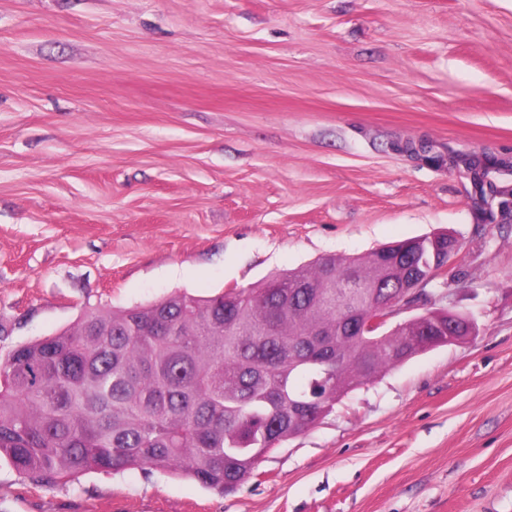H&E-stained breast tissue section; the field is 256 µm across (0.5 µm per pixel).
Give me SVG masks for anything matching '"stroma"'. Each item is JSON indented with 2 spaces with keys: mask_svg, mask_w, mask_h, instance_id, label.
Instances as JSON below:
<instances>
[{
  "mask_svg": "<svg viewBox=\"0 0 512 512\" xmlns=\"http://www.w3.org/2000/svg\"><path fill=\"white\" fill-rule=\"evenodd\" d=\"M432 142L440 161L397 151ZM512 0H0V360L84 313L206 297L439 232L479 333L348 393L218 494L129 469L0 512H512ZM456 155L457 158L467 166V168L474 171L475 177L478 181V184L480 185L479 189L482 195L485 194L483 188L484 178L489 175L490 167L504 166L509 167L511 170L510 164L506 165L505 162H500L484 152L480 155L477 153H456Z\"/></svg>",
  "mask_w": 512,
  "mask_h": 512,
  "instance_id": "obj_1",
  "label": "stroma"
}]
</instances>
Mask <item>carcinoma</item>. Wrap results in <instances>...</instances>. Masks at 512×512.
<instances>
[{"label":"carcinoma","mask_w":512,"mask_h":512,"mask_svg":"<svg viewBox=\"0 0 512 512\" xmlns=\"http://www.w3.org/2000/svg\"><path fill=\"white\" fill-rule=\"evenodd\" d=\"M457 158L483 184L486 153ZM331 255L255 288L81 315L0 362V458L52 488L90 472L147 468L219 493L255 475L273 449L342 397L419 353L441 309L374 333L372 300H397L433 263L426 241Z\"/></svg>","instance_id":"obj_1"}]
</instances>
